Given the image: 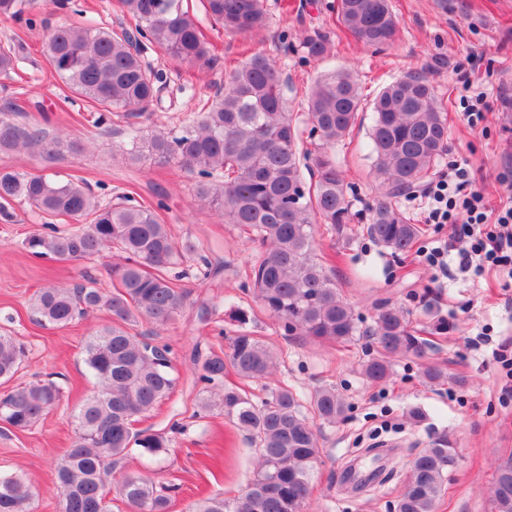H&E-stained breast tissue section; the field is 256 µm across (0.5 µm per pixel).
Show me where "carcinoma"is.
<instances>
[{
    "label": "carcinoma",
    "mask_w": 512,
    "mask_h": 512,
    "mask_svg": "<svg viewBox=\"0 0 512 512\" xmlns=\"http://www.w3.org/2000/svg\"><path fill=\"white\" fill-rule=\"evenodd\" d=\"M206 15L232 35L258 36L269 27L263 0H201ZM135 21L143 47L187 64L210 61L198 18L183 0H119ZM336 23L357 41L372 46L392 43L398 20L390 0H336ZM127 28L97 27L87 22L50 31L44 54L53 71L86 102L104 108L145 112L161 101L162 73L148 68L133 49ZM328 32L313 28L300 47L307 57L330 55ZM24 46L0 48V74L15 72ZM288 80L275 58L252 52L224 74V92L198 104L178 130L147 133L134 124L128 130L127 154L146 153L161 165L174 164L197 176L196 195L218 212L224 223L240 227L262 247L245 271L253 301L286 336L345 344L370 336L379 356L362 372L379 383L389 376L387 357L419 352L403 310L384 304L374 325L362 326L344 301L315 253V225L336 235L351 223V201L345 175L336 160V144L348 137L364 109L350 70L320 75L307 94V111H292L286 97ZM370 129L373 172L381 199L369 209L367 237L393 253L410 251L421 229L395 205L394 198L419 187L448 148V126L427 74L412 71L385 86L372 103ZM318 136L314 149L301 146L302 124ZM31 149L48 158L78 150L66 133L50 135L21 124L9 111L0 113V152ZM310 179H305V176ZM25 203L45 219L64 215L90 223L61 229L50 222L24 241L35 257L73 262L114 248L124 262L112 267L117 281L110 294L89 283L71 288L49 287L34 296L32 310L44 325L64 329L94 310H105L112 324L85 346L87 371L98 391L74 416L75 437L54 467L53 485L60 512H110L106 481L133 448L159 454L170 439L148 430L133 431L135 418L151 411L174 390L171 348L156 355L140 322L165 326L184 308L189 293L180 275L167 269L191 260L204 280L220 272L190 239L177 244L162 222L164 202L118 197L101 205L82 185L43 174L0 168V211ZM230 320L240 329L228 337V349L209 350L197 382L222 392L224 412L248 432L258 454L257 469L241 495L227 500L209 495L190 512H305L312 477L321 464L318 435L303 412L300 397L286 386L268 389L264 397L224 387L230 366L245 380L271 374L274 355L261 337L242 329L248 310L233 305ZM24 346L0 334V380L10 381L21 368ZM60 399L52 382L34 380L0 393V422L26 430ZM311 412L327 424L344 417L346 404L332 387L318 389ZM458 454L438 438L411 463V472L395 512H436ZM171 488L139 473H125L120 492L134 512H168ZM492 512H512V460L499 465L491 489ZM38 493L19 474H0V512H36Z\"/></svg>",
    "instance_id": "carcinoma-1"
}]
</instances>
